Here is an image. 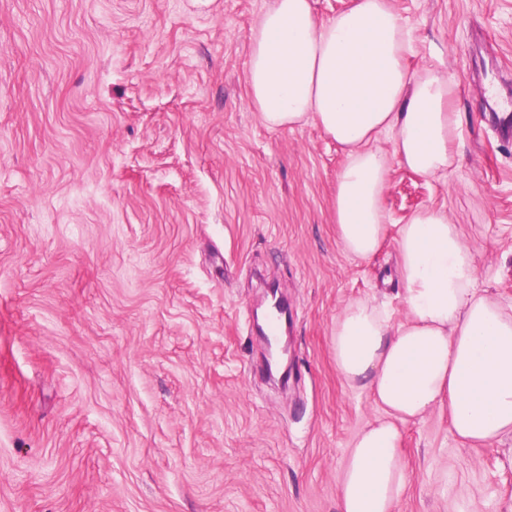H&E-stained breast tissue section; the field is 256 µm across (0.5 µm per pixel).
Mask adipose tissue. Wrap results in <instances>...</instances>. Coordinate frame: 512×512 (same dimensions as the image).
I'll return each mask as SVG.
<instances>
[{"mask_svg":"<svg viewBox=\"0 0 512 512\" xmlns=\"http://www.w3.org/2000/svg\"><path fill=\"white\" fill-rule=\"evenodd\" d=\"M411 33L391 0H354L317 21L310 0H272L250 39V103L269 128L316 122L341 147L335 211L345 251L380 248L390 159L433 177L447 169L459 123L452 79L411 70ZM392 137L390 151L379 136ZM404 320L354 301L331 331L336 371L368 388L382 412L354 440L339 473L337 512H394L409 482L400 426L447 411L461 439H512V313L475 288L469 247L446 214L427 210L397 237Z\"/></svg>","mask_w":512,"mask_h":512,"instance_id":"adipose-tissue-1","label":"adipose tissue"}]
</instances>
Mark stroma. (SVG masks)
<instances>
[{"instance_id":"obj_1","label":"stroma","mask_w":512,"mask_h":512,"mask_svg":"<svg viewBox=\"0 0 512 512\" xmlns=\"http://www.w3.org/2000/svg\"><path fill=\"white\" fill-rule=\"evenodd\" d=\"M270 2L0 0V512H336L381 411L331 327L359 299L403 319L400 225L446 213L512 307V137L489 119L512 102V0H392L408 65L456 82L464 148L430 178L391 162L368 258L339 240L341 149L250 106ZM268 280L284 385L250 329ZM401 433L394 512H512L511 446L444 411Z\"/></svg>"}]
</instances>
